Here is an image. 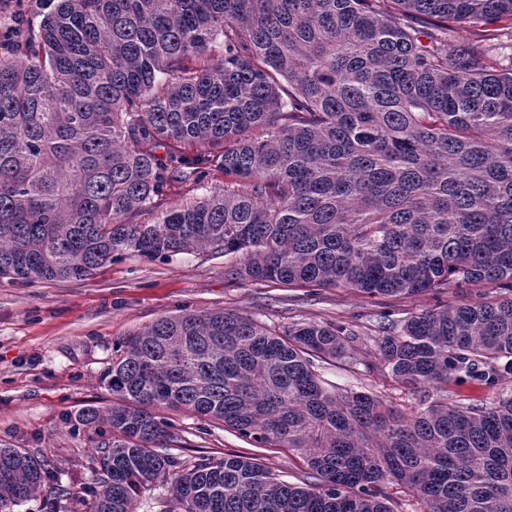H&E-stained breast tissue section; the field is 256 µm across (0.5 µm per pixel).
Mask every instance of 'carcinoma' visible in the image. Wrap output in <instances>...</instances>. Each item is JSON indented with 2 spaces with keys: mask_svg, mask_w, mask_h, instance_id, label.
I'll return each mask as SVG.
<instances>
[{
  "mask_svg": "<svg viewBox=\"0 0 512 512\" xmlns=\"http://www.w3.org/2000/svg\"><path fill=\"white\" fill-rule=\"evenodd\" d=\"M458 24L476 38L453 43ZM505 31L512 0H59L0 50L1 278L208 251L255 285L485 289L381 315L377 370L437 393L410 414L325 388L345 323L156 319L105 371L112 405L69 420L100 437L94 485L46 512H136L155 481L164 512H394L391 486L422 512H512V394L448 401L512 376V69L488 45ZM163 410L293 451L305 480L243 453L187 463ZM56 481L0 444V512ZM512 378H507L502 382V385L499 386V389H487L484 386L477 385L471 382H465L459 385L451 386V397L454 401L463 404H472L479 403V400L483 401H492L496 397H498L501 391H508L510 394V390L512 388L511 381Z\"/></svg>",
  "mask_w": 512,
  "mask_h": 512,
  "instance_id": "carcinoma-1",
  "label": "carcinoma"
}]
</instances>
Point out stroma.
I'll list each match as a JSON object with an SVG mask.
<instances>
[{
  "label": "stroma",
  "instance_id": "obj_1",
  "mask_svg": "<svg viewBox=\"0 0 512 512\" xmlns=\"http://www.w3.org/2000/svg\"><path fill=\"white\" fill-rule=\"evenodd\" d=\"M478 298L475 288L401 299L368 298L345 288L240 284L226 277L223 257L207 252L156 261L129 255L82 281L28 285L0 279V443L39 451L61 485L91 484L96 437L72 431L68 417L87 405L111 404L100 377L123 339L181 309H229L279 331L299 321L350 324L359 334L353 359L323 369L327 389L372 391L407 412L418 406L420 394L375 369L372 336L380 314L402 318L439 300ZM167 417L182 438L173 452L185 461L255 452L281 479L302 480L296 455L254 449L223 424L187 413L171 411Z\"/></svg>",
  "mask_w": 512,
  "mask_h": 512
}]
</instances>
